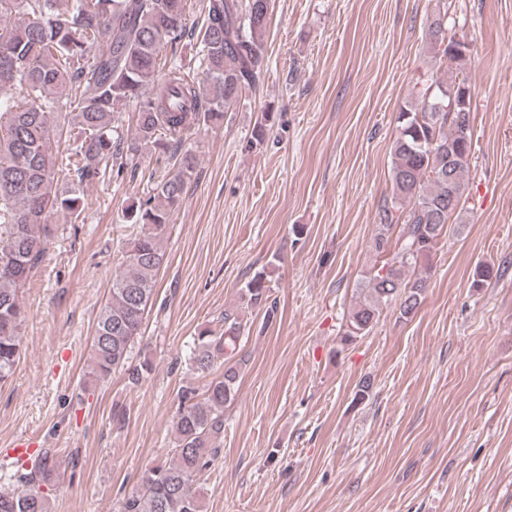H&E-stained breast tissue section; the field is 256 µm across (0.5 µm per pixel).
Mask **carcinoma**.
Instances as JSON below:
<instances>
[{"label": "carcinoma", "mask_w": 512, "mask_h": 512, "mask_svg": "<svg viewBox=\"0 0 512 512\" xmlns=\"http://www.w3.org/2000/svg\"><path fill=\"white\" fill-rule=\"evenodd\" d=\"M187 0H0V381L12 373L27 319L21 290L46 251L45 224L76 222L84 210L77 193L60 191L57 174L62 138H73L65 169L81 184L116 175L135 177L143 151L169 155L170 170L143 198L127 208L140 232L127 242L123 270L112 277L101 307L90 356L91 374L106 381L125 369L137 384L150 370L130 368L132 346L152 307L165 252L162 239L197 158L184 148L193 128L222 125L224 114L254 88L266 65L264 39L271 0H206L200 29L187 28ZM445 17L429 26L444 66L429 99L409 102L397 117L391 145L392 198L379 210L372 249L376 259L357 287L358 299L340 342L351 344L375 327L383 308L399 303L408 318L427 288L432 258L451 223L465 224L463 203L448 206L451 192L464 195L472 152L471 112L453 107L467 84V60L448 59ZM198 39L202 76L176 61L184 39ZM171 66L157 80L160 53ZM136 103L133 134H115L114 113ZM274 116L264 112L250 143L261 144ZM271 271L262 269L242 288V300L271 316ZM244 318L224 311L217 331L194 338L192 370L211 377L202 393L180 394L176 446L170 462L149 467L123 503L122 512H202L199 475L220 452L224 405L238 392L246 365L238 356ZM55 469L51 449L34 471L20 477L24 489L0 491V512H50L48 497L35 489Z\"/></svg>", "instance_id": "1"}]
</instances>
